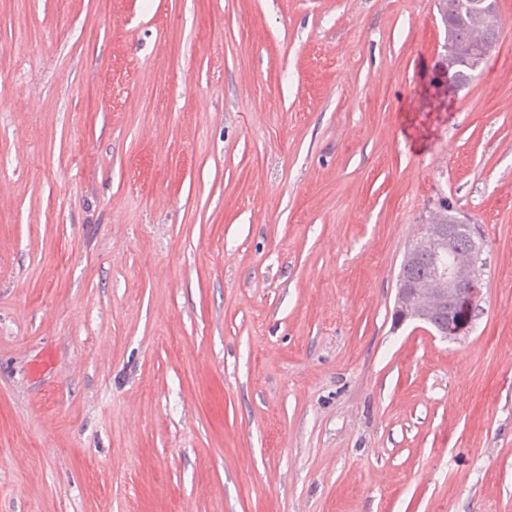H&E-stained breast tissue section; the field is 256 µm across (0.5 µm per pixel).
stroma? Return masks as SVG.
<instances>
[{"label":"stroma","instance_id":"35a3bbf8","mask_svg":"<svg viewBox=\"0 0 512 512\" xmlns=\"http://www.w3.org/2000/svg\"><path fill=\"white\" fill-rule=\"evenodd\" d=\"M0 0V512H512V0ZM447 198L470 331L396 323ZM473 1L438 0L441 18L446 32L445 47L448 51V69L456 86H464L474 77V71L485 63L488 51L479 52L473 61V69L465 60L474 48L493 46L498 39L499 21H493L477 10ZM448 71V86H452Z\"/></svg>","mask_w":512,"mask_h":512}]
</instances>
